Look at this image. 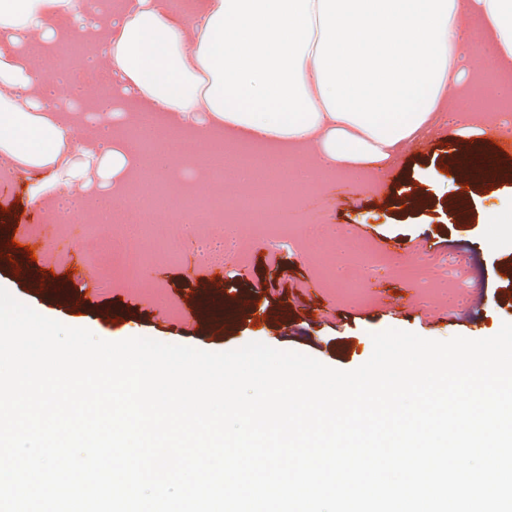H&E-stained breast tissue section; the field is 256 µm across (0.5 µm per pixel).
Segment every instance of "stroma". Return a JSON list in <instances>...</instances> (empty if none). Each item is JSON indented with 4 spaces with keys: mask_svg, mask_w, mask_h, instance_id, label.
<instances>
[{
    "mask_svg": "<svg viewBox=\"0 0 512 512\" xmlns=\"http://www.w3.org/2000/svg\"><path fill=\"white\" fill-rule=\"evenodd\" d=\"M467 68L479 70L483 88L463 107L467 138L455 137L449 113H438L426 134L404 146L381 174L325 175L313 159L294 161L267 187L293 215L292 236L271 238L238 207L236 247L223 264L208 250L224 239L220 224L192 232L167 223L180 210L179 177L158 181L168 196L158 223L141 229L145 262L129 283L120 261L125 225L98 222L92 207H72L70 190L50 205L30 202L25 172L0 174V205L10 219L0 238L33 248V274L15 275L0 261V286L40 314L96 336L119 341L148 337L167 344L225 352L258 341L297 351L340 370L372 355L373 333L389 328L434 340L495 335L512 322V228L490 223L512 202V157L502 156L494 181L465 184L460 151H496L512 138V104L501 101L494 77L499 64L479 29L471 31ZM467 201L458 214L455 198ZM392 240L393 248L378 244ZM83 272L72 298L49 289ZM231 305L246 298L236 321L195 334L189 311L200 297Z\"/></svg>",
    "mask_w": 512,
    "mask_h": 512,
    "instance_id": "stroma-1",
    "label": "stroma"
}]
</instances>
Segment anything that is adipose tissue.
<instances>
[{
	"mask_svg": "<svg viewBox=\"0 0 512 512\" xmlns=\"http://www.w3.org/2000/svg\"><path fill=\"white\" fill-rule=\"evenodd\" d=\"M472 20L512 66V0H122L105 22L92 0H0V162L35 174V202L73 184L127 202L166 163L108 128L73 145L98 106L50 101L27 49L72 30L98 33L114 90L156 126L381 169L478 86L460 65Z\"/></svg>",
	"mask_w": 512,
	"mask_h": 512,
	"instance_id": "obj_1",
	"label": "adipose tissue"
}]
</instances>
